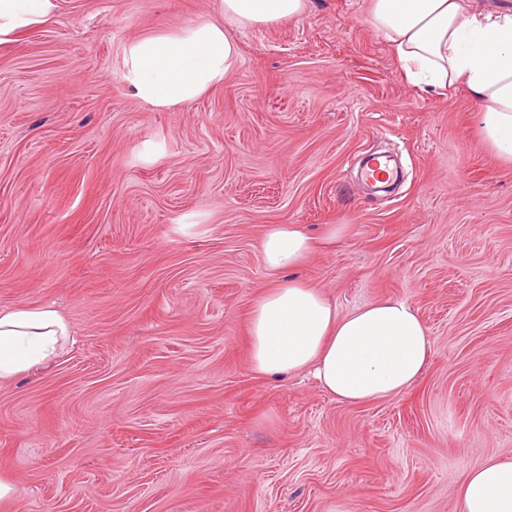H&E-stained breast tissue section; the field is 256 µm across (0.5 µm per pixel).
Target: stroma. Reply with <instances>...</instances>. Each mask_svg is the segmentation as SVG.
I'll return each mask as SVG.
<instances>
[{"instance_id": "1", "label": "stroma", "mask_w": 512, "mask_h": 512, "mask_svg": "<svg viewBox=\"0 0 512 512\" xmlns=\"http://www.w3.org/2000/svg\"><path fill=\"white\" fill-rule=\"evenodd\" d=\"M0 44V309L49 305L73 344L0 382V512H459L512 456V164L465 88L407 81L368 0L230 29L240 62L175 110L123 80L129 43L214 0H54ZM392 155L389 193L360 159ZM274 224L319 234L293 277L340 313L409 301L432 339L365 404L250 364Z\"/></svg>"}]
</instances>
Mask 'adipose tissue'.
I'll return each mask as SVG.
<instances>
[{"label": "adipose tissue", "instance_id": "1", "mask_svg": "<svg viewBox=\"0 0 512 512\" xmlns=\"http://www.w3.org/2000/svg\"><path fill=\"white\" fill-rule=\"evenodd\" d=\"M53 7V0H0V43L48 22ZM216 8V19L129 44L123 79L142 103L170 110L194 101L239 63L228 28L296 18L305 0H216ZM368 21L410 83L465 87L481 106L485 143L512 162V10H475L468 0H370ZM315 247L300 224H275L265 233L262 261L275 280L250 310L253 370L273 379L313 371L324 391L348 403L407 391L431 354L418 311L406 300L385 298L338 314L319 288L288 275ZM70 336L53 307L0 310V381L39 371ZM458 496L460 512H512V457H493L467 471Z\"/></svg>", "mask_w": 512, "mask_h": 512}]
</instances>
